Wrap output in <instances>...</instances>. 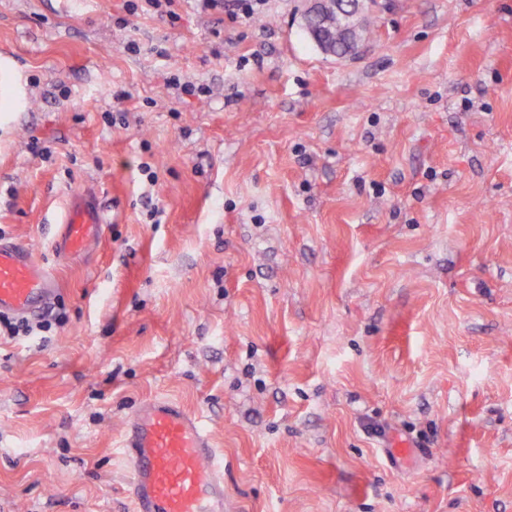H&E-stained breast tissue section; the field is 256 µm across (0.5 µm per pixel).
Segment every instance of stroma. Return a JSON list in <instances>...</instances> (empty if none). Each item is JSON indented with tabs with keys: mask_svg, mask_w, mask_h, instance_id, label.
<instances>
[{
	"mask_svg": "<svg viewBox=\"0 0 512 512\" xmlns=\"http://www.w3.org/2000/svg\"><path fill=\"white\" fill-rule=\"evenodd\" d=\"M125 4L0 0V240L66 312L0 337V512H130L155 395L230 512H512V0H377L346 59L306 0ZM106 219L96 206L74 198L68 206L64 234L58 241L60 249L80 252L98 243Z\"/></svg>",
	"mask_w": 512,
	"mask_h": 512,
	"instance_id": "stroma-1",
	"label": "stroma"
}]
</instances>
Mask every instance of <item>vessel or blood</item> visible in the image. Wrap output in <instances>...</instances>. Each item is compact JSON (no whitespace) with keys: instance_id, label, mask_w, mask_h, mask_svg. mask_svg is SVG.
I'll return each instance as SVG.
<instances>
[{"instance_id":"b4317fda","label":"vessel or blood","mask_w":512,"mask_h":512,"mask_svg":"<svg viewBox=\"0 0 512 512\" xmlns=\"http://www.w3.org/2000/svg\"><path fill=\"white\" fill-rule=\"evenodd\" d=\"M106 219L72 199L60 249L98 243ZM54 278L29 247L0 242V313L29 317L54 297ZM119 447L131 473L133 512H224V460L200 416L163 396L144 400L125 421Z\"/></svg>"}]
</instances>
